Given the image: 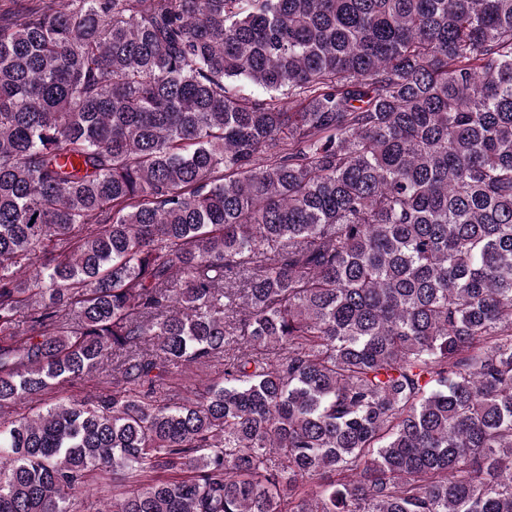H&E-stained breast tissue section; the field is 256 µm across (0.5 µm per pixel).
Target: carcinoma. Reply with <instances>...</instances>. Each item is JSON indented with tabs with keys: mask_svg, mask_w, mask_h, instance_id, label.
I'll use <instances>...</instances> for the list:
<instances>
[{
	"mask_svg": "<svg viewBox=\"0 0 512 512\" xmlns=\"http://www.w3.org/2000/svg\"><path fill=\"white\" fill-rule=\"evenodd\" d=\"M105 475L512 512V0H4L0 512ZM220 363L221 362H214L207 367L198 365H192L187 368L183 367L175 380V382L179 384L176 385V387L180 388L184 395L187 394L190 390L198 387L200 383L207 381L221 371L222 365H220ZM110 394L112 393V385L104 383V381L99 382L98 378H96L92 382H79L75 384L65 385L63 388V394L65 396H72L74 398H82L89 394Z\"/></svg>",
	"mask_w": 512,
	"mask_h": 512,
	"instance_id": "carcinoma-1",
	"label": "carcinoma"
}]
</instances>
